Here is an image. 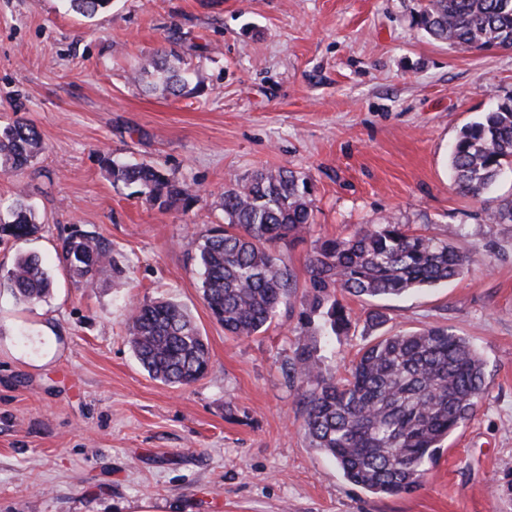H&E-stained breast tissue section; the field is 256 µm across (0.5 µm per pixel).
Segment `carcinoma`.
<instances>
[{"label": "carcinoma", "instance_id": "obj_1", "mask_svg": "<svg viewBox=\"0 0 512 512\" xmlns=\"http://www.w3.org/2000/svg\"><path fill=\"white\" fill-rule=\"evenodd\" d=\"M85 18L112 0H67ZM416 26L461 50L512 47V0H427ZM134 80L148 90L181 97L194 91L193 73L172 52L145 60ZM43 150L37 129L22 121L0 128V171L30 164ZM115 184L134 185L154 208L192 210L191 187L156 165L102 158ZM512 162V95L460 129L449 154L453 183L480 198ZM224 224L202 235L198 266L211 316L235 337H250L292 305L293 274L277 253L279 243L299 241L315 218L309 177L281 167L260 169L224 188ZM12 220H0V237L20 239L38 230L19 196L9 205ZM58 262L86 288L112 267V245L86 233L61 244ZM450 237L411 234L400 224H371L351 237L317 242L307 258L309 303L301 324L326 339L349 331L350 311L336 298L341 290L361 299L398 298L422 287L446 285L474 264ZM14 297L41 301L52 279L42 259L20 253L6 276ZM130 344L150 377L184 385L204 376L208 344L185 308L172 299L145 302L128 318ZM293 371L301 383L304 428L313 448L332 458L351 483L379 495L412 493L442 444L476 412L486 381L474 344L445 327L382 336L363 347L350 375H326L308 346L297 349Z\"/></svg>", "mask_w": 512, "mask_h": 512}]
</instances>
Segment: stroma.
<instances>
[{
  "label": "stroma",
  "mask_w": 512,
  "mask_h": 512,
  "mask_svg": "<svg viewBox=\"0 0 512 512\" xmlns=\"http://www.w3.org/2000/svg\"><path fill=\"white\" fill-rule=\"evenodd\" d=\"M420 0H112L92 19L62 0H0V127L34 125L43 151L0 172V200L24 195L39 231L0 241L54 286L22 303L0 288V512H512V223L486 219L512 197V168L481 198L447 169L459 130L512 94V48L459 50L413 22ZM176 50L199 94L148 93L134 66ZM111 154L173 172L201 201L185 213L112 184ZM285 167L311 178L316 222L279 254L305 296L316 240L390 220L451 237L479 262L448 285L381 299L385 333L442 326L484 363L473 417L444 442L414 493L348 482L312 448L299 307L261 333L227 335L202 298L195 257L223 223L236 179ZM112 246V270L77 286L56 260L72 231ZM169 298L205 336L210 363L188 385L151 379L128 340L134 305ZM351 330L320 344L346 376L375 337L369 301L345 297Z\"/></svg>",
  "instance_id": "stroma-1"
}]
</instances>
